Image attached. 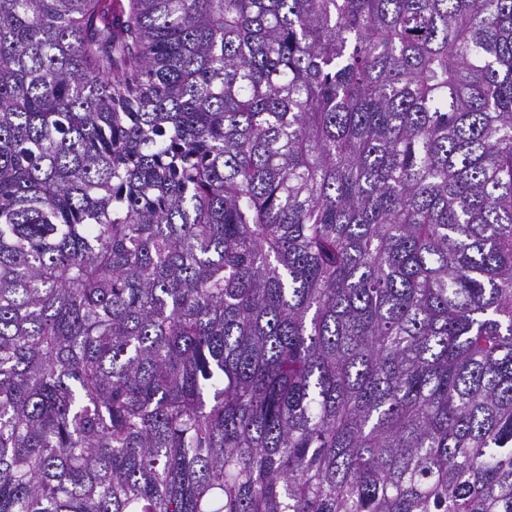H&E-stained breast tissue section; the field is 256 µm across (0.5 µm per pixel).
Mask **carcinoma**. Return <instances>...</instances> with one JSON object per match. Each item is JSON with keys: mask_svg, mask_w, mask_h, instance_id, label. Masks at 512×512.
Segmentation results:
<instances>
[{"mask_svg": "<svg viewBox=\"0 0 512 512\" xmlns=\"http://www.w3.org/2000/svg\"><path fill=\"white\" fill-rule=\"evenodd\" d=\"M0 512H512V0H0Z\"/></svg>", "mask_w": 512, "mask_h": 512, "instance_id": "1", "label": "carcinoma"}]
</instances>
